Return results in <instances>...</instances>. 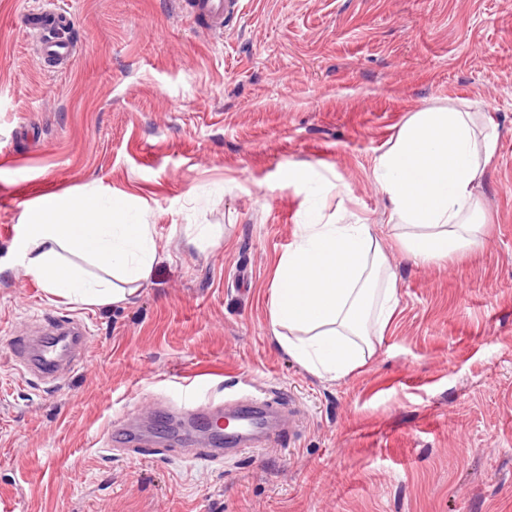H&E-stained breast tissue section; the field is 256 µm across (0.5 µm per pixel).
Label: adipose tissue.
<instances>
[{
    "label": "adipose tissue",
    "mask_w": 512,
    "mask_h": 512,
    "mask_svg": "<svg viewBox=\"0 0 512 512\" xmlns=\"http://www.w3.org/2000/svg\"><path fill=\"white\" fill-rule=\"evenodd\" d=\"M497 150L491 113L451 104L413 113L375 158L371 176L389 203L393 239L414 262L468 252L487 224L477 189ZM20 264L51 295L121 304L146 285L153 227L127 200L41 197L25 215ZM399 306L395 273L372 224H304L275 268L269 319L278 346L321 380L366 364Z\"/></svg>",
    "instance_id": "adipose-tissue-1"
}]
</instances>
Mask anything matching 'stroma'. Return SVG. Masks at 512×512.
I'll list each match as a JSON object with an SVG mask.
<instances>
[{
  "label": "stroma",
  "instance_id": "obj_1",
  "mask_svg": "<svg viewBox=\"0 0 512 512\" xmlns=\"http://www.w3.org/2000/svg\"><path fill=\"white\" fill-rule=\"evenodd\" d=\"M240 2L209 38L174 0H0V512H512V0ZM50 7L75 48L44 64L18 18ZM451 100L497 123L489 231L439 265L388 247L394 320L360 373L319 380L273 341L276 263L344 209L387 237L373 161ZM64 193L152 224L129 303L85 307L22 273L24 213ZM48 313L88 328L57 385L9 353ZM187 385L277 395L297 425L221 464L181 457L154 420ZM126 416L162 455L106 450Z\"/></svg>",
  "mask_w": 512,
  "mask_h": 512
}]
</instances>
